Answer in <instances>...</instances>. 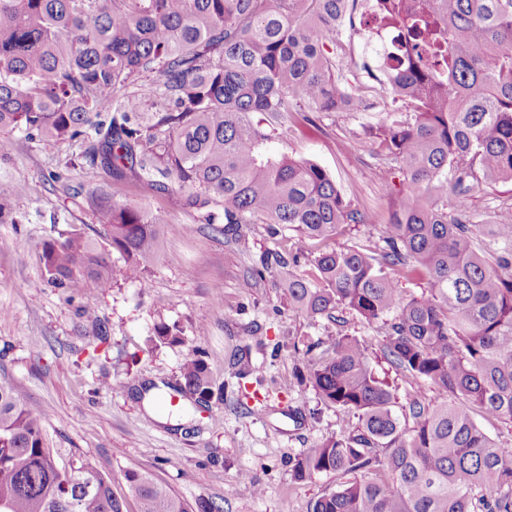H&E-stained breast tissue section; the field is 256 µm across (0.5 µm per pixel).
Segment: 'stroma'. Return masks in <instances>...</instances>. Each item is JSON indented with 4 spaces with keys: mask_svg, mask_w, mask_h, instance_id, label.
<instances>
[{
    "mask_svg": "<svg viewBox=\"0 0 512 512\" xmlns=\"http://www.w3.org/2000/svg\"><path fill=\"white\" fill-rule=\"evenodd\" d=\"M380 119L377 112H316L307 121L294 113L273 133L274 153L319 164L352 207L370 211L371 223L343 225L334 246L376 240L391 194L406 187L374 151L368 130ZM9 138L0 181L14 183L17 194L0 221V383L43 412L57 464L81 455L111 476L124 512L138 509L125 479L130 471L220 512H309L311 502L346 483L340 473L300 481L292 470L297 455L341 429V414L296 380L310 360L307 345L327 333L367 344L376 376L395 388L402 428L414 424L411 400L442 401L437 388L386 359L382 337L359 316L310 321L293 312L276 278L254 275L260 255L279 242L269 225H245L251 249L242 251L219 225L185 208L178 189L145 194L133 179L114 180L101 167H69L86 139L47 150L21 130ZM94 193L159 217V258L147 281L122 278L69 302L40 283L44 242L75 225L111 264L122 263L95 220ZM470 207L479 224L512 212V182L482 184ZM163 323L179 329L181 343H152ZM196 349L213 397L200 407L178 395L173 409H159L156 391L179 387L181 364ZM242 367L254 376L244 387L236 376Z\"/></svg>",
    "mask_w": 512,
    "mask_h": 512,
    "instance_id": "stroma-1",
    "label": "stroma"
}]
</instances>
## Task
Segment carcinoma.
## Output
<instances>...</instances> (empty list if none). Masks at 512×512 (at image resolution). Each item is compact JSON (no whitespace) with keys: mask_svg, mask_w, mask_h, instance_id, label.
<instances>
[{"mask_svg":"<svg viewBox=\"0 0 512 512\" xmlns=\"http://www.w3.org/2000/svg\"><path fill=\"white\" fill-rule=\"evenodd\" d=\"M404 30V52H375L376 86H341L338 27L356 10ZM337 49H324L325 41ZM147 95L124 89L151 74ZM371 96L387 119L372 129L398 167L392 202L372 247L333 248L342 224H368L318 164L271 153L268 127L290 112H344ZM20 128L55 150L91 138L83 158L115 178L132 173L151 193L176 186L205 223L278 224L315 244L260 260L277 268L293 309L311 319L349 311L377 327L391 362L445 394L415 400L400 427L390 387L368 348L331 335L298 383L357 424L319 439L294 476L382 469L317 498L310 512H512V448L491 440L473 412L512 424V214L488 225L497 262L480 254L468 195L512 181V0H0V131ZM457 211L448 215V191ZM123 260L109 264L80 228L45 242L41 283L72 299L110 288L117 274L146 280L162 222L145 209L91 197ZM308 265L311 272L295 269ZM420 268L427 290L409 298L397 275ZM201 403L213 394L202 352L182 365ZM44 416L0 384V512H123L111 479L86 460L70 484L46 444ZM140 512H193L145 473L126 475Z\"/></svg>","mask_w":512,"mask_h":512,"instance_id":"cac0c4a2","label":"carcinoma"}]
</instances>
